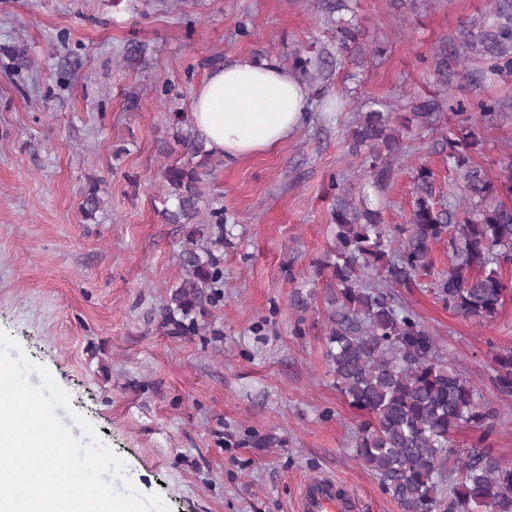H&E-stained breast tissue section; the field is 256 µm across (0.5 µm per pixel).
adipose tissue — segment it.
<instances>
[{
	"mask_svg": "<svg viewBox=\"0 0 512 512\" xmlns=\"http://www.w3.org/2000/svg\"><path fill=\"white\" fill-rule=\"evenodd\" d=\"M308 109L309 92L292 72L241 56L198 87L190 117L212 150L239 163L286 143Z\"/></svg>",
	"mask_w": 512,
	"mask_h": 512,
	"instance_id": "1",
	"label": "adipose tissue"
}]
</instances>
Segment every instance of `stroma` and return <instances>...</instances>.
I'll list each match as a JSON object with an SVG mask.
<instances>
[{"instance_id": "stroma-1", "label": "stroma", "mask_w": 512, "mask_h": 512, "mask_svg": "<svg viewBox=\"0 0 512 512\" xmlns=\"http://www.w3.org/2000/svg\"><path fill=\"white\" fill-rule=\"evenodd\" d=\"M493 0H0V330L45 366L143 494L171 512H295L306 480L333 476L359 512H400L355 457L359 422L326 364L328 309L317 263L332 244L343 176L384 223L409 219L415 176L437 201L456 186L447 114L485 96L512 113V74L450 62L462 31L490 23ZM354 28L355 51L339 28ZM326 51L309 83V120L281 147L238 164L200 167L224 210V300L198 336L154 319L185 276L187 230L160 212L164 166L186 162L167 119L190 110L216 67L247 55L288 64ZM439 102L434 129L413 110ZM392 113L405 156L374 184L352 155L356 113ZM507 176L512 120L478 157ZM104 189L94 218L81 210ZM303 295L306 310L293 301ZM402 297L441 350L498 411L490 440L512 463V396L493 384L512 348V303L495 322L454 315L429 288Z\"/></svg>"}]
</instances>
